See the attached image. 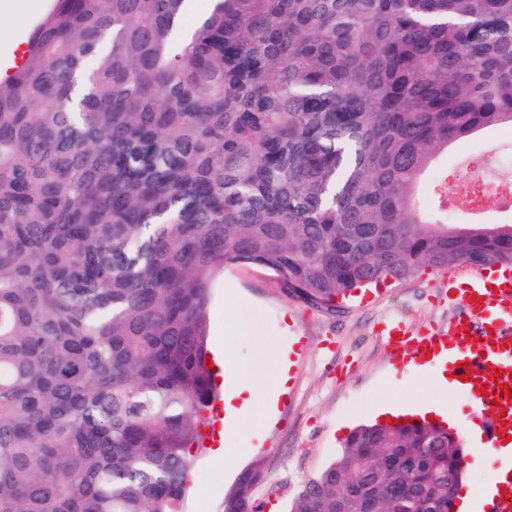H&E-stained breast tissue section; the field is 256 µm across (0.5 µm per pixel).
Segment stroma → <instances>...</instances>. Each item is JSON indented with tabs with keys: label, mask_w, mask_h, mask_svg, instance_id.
I'll list each match as a JSON object with an SVG mask.
<instances>
[{
	"label": "stroma",
	"mask_w": 512,
	"mask_h": 512,
	"mask_svg": "<svg viewBox=\"0 0 512 512\" xmlns=\"http://www.w3.org/2000/svg\"><path fill=\"white\" fill-rule=\"evenodd\" d=\"M500 155L512 157V126L462 139L439 157L438 166L449 173L443 193L448 204L460 206L459 223L512 221L499 193L487 194L482 207L464 205L481 163ZM471 271L468 265L429 268L413 279L356 294L332 311L288 295L271 270L253 265L226 268L210 294V350L222 351L218 336L237 325L242 315H251L261 327L260 335L240 333L232 347L246 381L257 392L265 391L277 367V344L291 349V380L287 391L278 395L267 424L242 420L198 455L196 485L189 490L186 512H221L239 473L259 459L265 462L266 478L252 493L253 506L260 512H287L304 482L335 458L350 430L378 418L380 407L393 399L410 405L436 399L449 425L468 418L487 424L488 414H475L467 399L436 381L420 387L408 384L402 371L413 349L410 344L394 345L383 331L389 322L402 323L410 338L427 328H447L459 314L448 281ZM221 445L241 449V457L225 464L216 453Z\"/></svg>",
	"instance_id": "stroma-1"
}]
</instances>
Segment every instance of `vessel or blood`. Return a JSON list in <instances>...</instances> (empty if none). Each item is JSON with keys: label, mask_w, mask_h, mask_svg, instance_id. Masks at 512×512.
I'll use <instances>...</instances> for the list:
<instances>
[{"label": "vessel or blood", "mask_w": 512, "mask_h": 512, "mask_svg": "<svg viewBox=\"0 0 512 512\" xmlns=\"http://www.w3.org/2000/svg\"><path fill=\"white\" fill-rule=\"evenodd\" d=\"M459 301L464 316L450 321L447 330L425 333L414 344L419 354L452 345L458 366L454 376L469 398L491 405L495 419L485 432L488 447H497L501 435L512 436V397L503 384L512 382V272L480 276L461 283ZM481 389H474V382Z\"/></svg>", "instance_id": "1"}]
</instances>
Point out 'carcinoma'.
Returning a JSON list of instances; mask_svg holds the SVG:
<instances>
[{
    "mask_svg": "<svg viewBox=\"0 0 512 512\" xmlns=\"http://www.w3.org/2000/svg\"><path fill=\"white\" fill-rule=\"evenodd\" d=\"M52 0L0 81V512H186L216 276L336 309L512 267L414 199L512 124V0ZM460 436L363 423L289 512H451ZM245 469L222 512H252Z\"/></svg>",
    "mask_w": 512,
    "mask_h": 512,
    "instance_id": "cac0c4a2",
    "label": "carcinoma"
}]
</instances>
